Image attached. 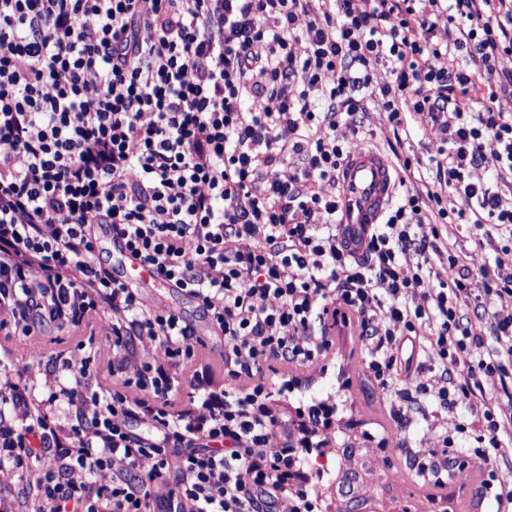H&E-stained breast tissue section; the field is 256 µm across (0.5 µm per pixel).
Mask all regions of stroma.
<instances>
[{
  "label": "stroma",
  "mask_w": 512,
  "mask_h": 512,
  "mask_svg": "<svg viewBox=\"0 0 512 512\" xmlns=\"http://www.w3.org/2000/svg\"><path fill=\"white\" fill-rule=\"evenodd\" d=\"M361 121V134L350 135L344 127L341 135L349 136L355 149H385L391 132L381 102H373ZM146 302L180 312L195 329L191 346L202 345L209 351L219 346L206 312L185 293L153 288ZM109 334L110 326L103 320L81 329L47 323L29 338L0 333V344L12 348L16 357L26 358L34 346L43 353L41 361H28L22 370L13 359L0 360V380L20 377L36 384L46 373L62 370L68 360L91 354L96 355L100 370H113L118 378L133 375L132 366L114 358ZM329 340V366L314 364L295 374L298 391L338 406L330 428L321 432V454L312 458L306 471L307 476L321 480L323 512H498L494 493L481 486L479 470H449L437 486L414 466L415 458L436 448L442 433H455L462 411L427 419L419 415L410 426H398L390 399L373 388L363 373L360 341L352 329L336 326Z\"/></svg>",
  "instance_id": "stroma-1"
}]
</instances>
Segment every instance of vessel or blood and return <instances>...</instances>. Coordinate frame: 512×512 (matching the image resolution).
Returning <instances> with one entry per match:
<instances>
[{"label":"vessel or blood","instance_id":"1","mask_svg":"<svg viewBox=\"0 0 512 512\" xmlns=\"http://www.w3.org/2000/svg\"><path fill=\"white\" fill-rule=\"evenodd\" d=\"M394 181L387 161L375 150L350 153L341 173V221L351 236L363 225L378 223L394 194Z\"/></svg>","mask_w":512,"mask_h":512}]
</instances>
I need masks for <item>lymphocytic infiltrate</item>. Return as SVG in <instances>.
Wrapping results in <instances>:
<instances>
[{"label": "lymphocytic infiltrate", "mask_w": 512, "mask_h": 512, "mask_svg": "<svg viewBox=\"0 0 512 512\" xmlns=\"http://www.w3.org/2000/svg\"><path fill=\"white\" fill-rule=\"evenodd\" d=\"M506 56L512 0H0V330L102 319L135 366L103 384L84 357L39 393L0 382V468L27 476L23 503L0 486V512H321L301 472L334 409L306 400L299 446L277 449L288 421L272 403L325 355L332 323L357 329L384 395H403L404 345L446 374L414 394L469 416L416 468L468 457L511 505L497 471L512 442V280L488 261L512 240ZM376 98L403 181L422 187L353 242L323 186L350 151L338 127L359 134ZM413 118L441 133L425 164L402 151ZM428 213L437 227L417 235ZM102 224L199 301L224 338L225 384L190 324L97 259ZM463 224L470 248L444 254L443 227ZM181 385L190 404L173 400Z\"/></svg>", "instance_id": "lymphocytic-infiltrate-1"}]
</instances>
